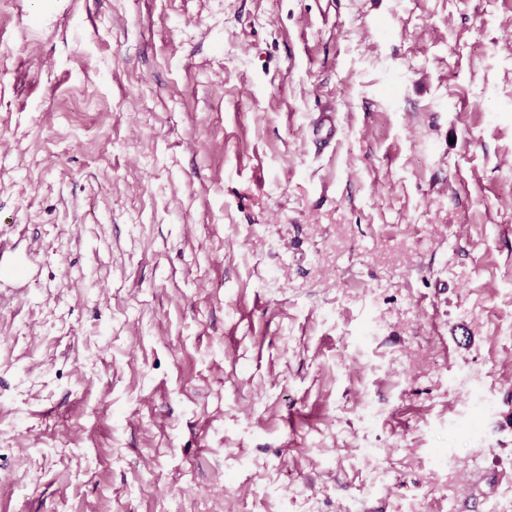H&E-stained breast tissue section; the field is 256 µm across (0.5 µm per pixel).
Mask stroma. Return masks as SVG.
Masks as SVG:
<instances>
[{
    "label": "stroma",
    "mask_w": 512,
    "mask_h": 512,
    "mask_svg": "<svg viewBox=\"0 0 512 512\" xmlns=\"http://www.w3.org/2000/svg\"><path fill=\"white\" fill-rule=\"evenodd\" d=\"M1 241L0 512H512V0H6ZM312 137L316 145L325 147L336 136L335 112H320L312 122Z\"/></svg>",
    "instance_id": "35a3bbf8"
}]
</instances>
